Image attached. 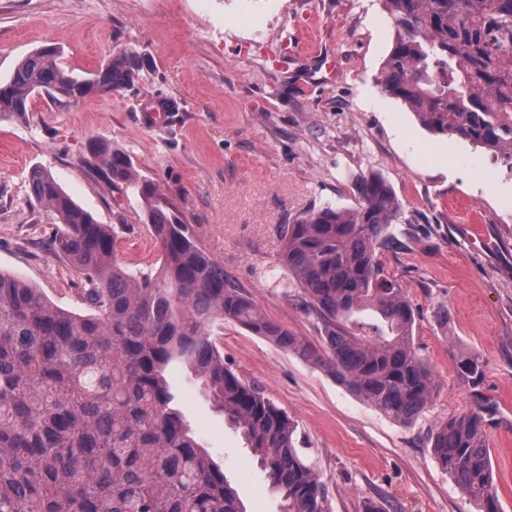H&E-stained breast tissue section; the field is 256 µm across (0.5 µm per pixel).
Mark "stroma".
I'll list each match as a JSON object with an SVG mask.
<instances>
[{"instance_id": "stroma-1", "label": "stroma", "mask_w": 512, "mask_h": 512, "mask_svg": "<svg viewBox=\"0 0 512 512\" xmlns=\"http://www.w3.org/2000/svg\"><path fill=\"white\" fill-rule=\"evenodd\" d=\"M394 29L382 0H0V80L55 43L74 73L95 71L120 49L144 60L130 87L70 106L47 96L21 119H0V271L82 308L77 278L49 243L58 226L32 203L34 166L103 224L124 225L119 254L146 266L154 248L138 197L110 185L89 146L102 140L175 199L224 271L272 318L318 343L315 320L263 279L276 263L280 225L330 203L353 210L356 182L381 174L403 204L380 251L415 313L414 340L435 387L411 423L377 412L345 384L266 339L225 322V362L297 422L329 512H476L432 454L444 420L475 402L490 413L501 512H512V175L483 149L423 127L377 77ZM327 54L320 69L309 48ZM174 101L163 123L143 112ZM479 355L470 387L455 355ZM168 382L203 445L235 482L248 512H279V498L245 447L172 363Z\"/></svg>"}]
</instances>
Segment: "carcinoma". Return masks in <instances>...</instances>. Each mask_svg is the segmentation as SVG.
<instances>
[{
  "label": "carcinoma",
  "mask_w": 512,
  "mask_h": 512,
  "mask_svg": "<svg viewBox=\"0 0 512 512\" xmlns=\"http://www.w3.org/2000/svg\"><path fill=\"white\" fill-rule=\"evenodd\" d=\"M393 47L378 83L435 134L488 151L512 175V0H383ZM59 49L27 55L0 82V117L25 116L44 93L61 105L132 85L139 61L119 50L81 76ZM113 185L138 191L158 264L118 257L119 232L79 206L48 169L26 174L61 229L53 250L80 280L73 311L0 272V512H247L235 484L175 404L165 377L180 361L266 473L281 512H328L321 481L297 447L298 424L224 363L211 328L231 321L320 367L387 418L426 407L432 371L415 346L414 312L379 250L403 204L378 174L357 184L359 207L307 211L278 231L274 269L319 324L317 345L259 308L201 245L174 199L132 159L95 141ZM476 386L483 361L455 355ZM481 404L433 432L434 457L479 512H500Z\"/></svg>",
  "instance_id": "obj_1"
}]
</instances>
